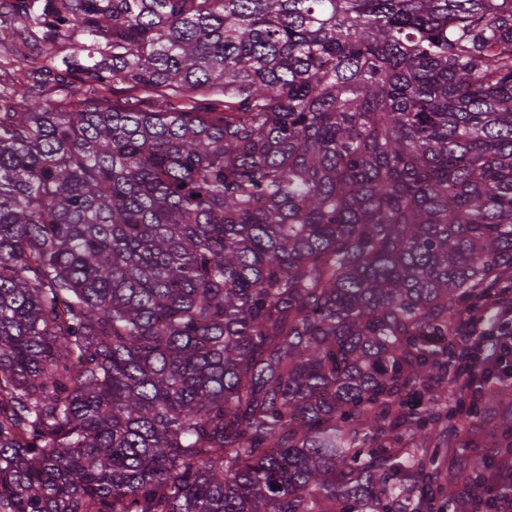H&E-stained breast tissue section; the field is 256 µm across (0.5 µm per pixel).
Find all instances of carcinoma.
<instances>
[{"mask_svg": "<svg viewBox=\"0 0 512 512\" xmlns=\"http://www.w3.org/2000/svg\"><path fill=\"white\" fill-rule=\"evenodd\" d=\"M0 512H428L512 269V0H0ZM120 81L123 101L68 92ZM498 295L495 302L487 306L483 310V314H478L476 310L470 308H462L460 310V323L451 329V336H448V344L454 346L459 336H464V342L470 346L479 348L481 356L479 360L467 369L458 370L453 367L458 378L462 379L460 383L453 377L452 373H448V378L439 379L435 376L430 381L433 387H441L448 391V400L456 396L459 386V398L451 406L454 415L458 417L470 416L468 412L471 407L467 406L469 398L474 399L477 396L480 386L475 384L477 376H483L485 381L496 378L493 374L494 367L504 358L512 356V330L511 332L495 331V323L503 318H512V273H508L502 280L500 288L497 290ZM484 336H494L488 344L482 343Z\"/></svg>", "mask_w": 512, "mask_h": 512, "instance_id": "cac0c4a2", "label": "carcinoma"}]
</instances>
